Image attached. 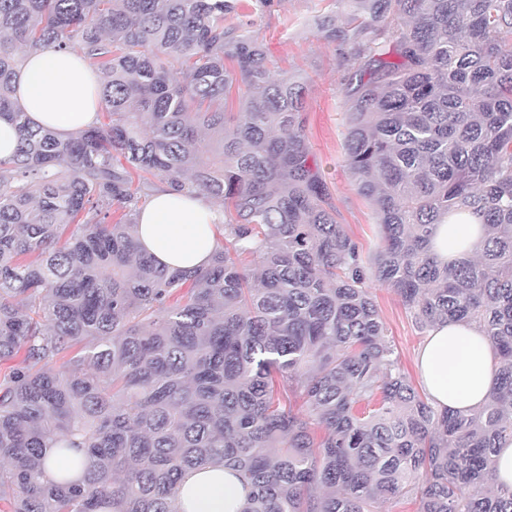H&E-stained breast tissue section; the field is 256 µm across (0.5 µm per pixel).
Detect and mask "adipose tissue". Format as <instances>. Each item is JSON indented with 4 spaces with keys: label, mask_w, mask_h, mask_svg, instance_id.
Wrapping results in <instances>:
<instances>
[{
    "label": "adipose tissue",
    "mask_w": 512,
    "mask_h": 512,
    "mask_svg": "<svg viewBox=\"0 0 512 512\" xmlns=\"http://www.w3.org/2000/svg\"><path fill=\"white\" fill-rule=\"evenodd\" d=\"M101 79L73 50L43 49L26 53L17 70L15 97L34 123L65 134L94 125L99 110L90 88ZM224 211L198 191L165 186L137 215L142 248L171 269L209 265L217 246L214 227ZM484 236L474 216L435 225L433 257L442 264L469 258ZM425 391L439 409L466 410L482 404L495 386V359L489 342L472 324L436 325L419 354ZM249 489L227 469L189 472L179 494L181 512H240Z\"/></svg>",
    "instance_id": "1"
}]
</instances>
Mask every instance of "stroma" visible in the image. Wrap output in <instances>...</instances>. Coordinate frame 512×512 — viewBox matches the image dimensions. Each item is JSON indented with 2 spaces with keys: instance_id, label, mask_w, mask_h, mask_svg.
I'll return each mask as SVG.
<instances>
[{
  "instance_id": "obj_1",
  "label": "stroma",
  "mask_w": 512,
  "mask_h": 512,
  "mask_svg": "<svg viewBox=\"0 0 512 512\" xmlns=\"http://www.w3.org/2000/svg\"><path fill=\"white\" fill-rule=\"evenodd\" d=\"M319 0H276L270 11L251 18L250 30L280 69L301 74L306 80L305 135L330 188L328 207L345 231L372 252L380 242L370 205L354 190L345 166V105L341 84L347 65L334 44L316 32L312 18ZM373 295L387 329V338L399 352L400 366L413 384H420L419 353L427 335L417 329L400 297L377 285Z\"/></svg>"
}]
</instances>
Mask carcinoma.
I'll return each instance as SVG.
<instances>
[{
  "instance_id": "obj_1",
  "label": "carcinoma",
  "mask_w": 512,
  "mask_h": 512,
  "mask_svg": "<svg viewBox=\"0 0 512 512\" xmlns=\"http://www.w3.org/2000/svg\"><path fill=\"white\" fill-rule=\"evenodd\" d=\"M243 0H0V512H179L224 466L241 512H512V0H335L317 32L349 68L346 167L381 240L324 207L305 79L275 68ZM79 47L104 120L62 136L15 102L22 54ZM238 109L226 111L229 100ZM160 181L224 203L205 270L136 243ZM485 225L440 265L432 225ZM426 332L476 323L490 399L437 410L401 369L371 285ZM301 406H296L297 402ZM81 479H51L44 458ZM19 144V133L8 118L0 117V158L10 157ZM494 482L499 489L512 490V441L499 449Z\"/></svg>"
}]
</instances>
